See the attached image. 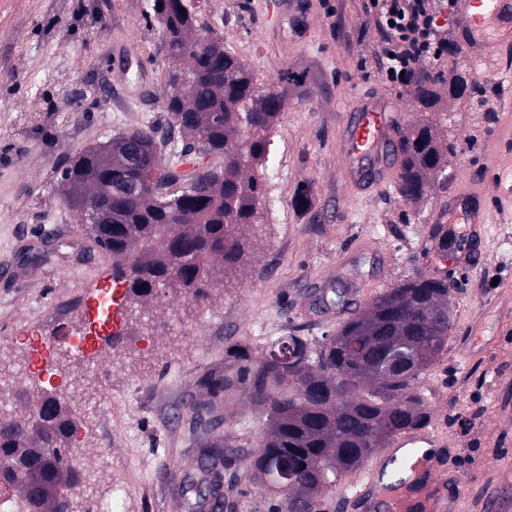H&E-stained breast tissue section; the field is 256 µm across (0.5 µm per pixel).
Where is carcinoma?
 <instances>
[{
    "mask_svg": "<svg viewBox=\"0 0 512 512\" xmlns=\"http://www.w3.org/2000/svg\"><path fill=\"white\" fill-rule=\"evenodd\" d=\"M152 12L161 50L179 61L164 75L161 120L78 152L56 180L115 275L128 282L127 298L141 301L168 287L199 299L251 250L239 229L255 223L266 205L270 131L288 86L301 82L287 76L277 87L257 83L215 30L196 29L186 0H152ZM466 86L453 65L415 71L407 92L426 111ZM393 152L401 158L394 190L403 202L423 199L433 184L448 187L447 133L422 121L393 142ZM209 156L221 163L205 161ZM451 296L448 279L417 272L348 311L328 336L311 342L296 325L261 358L243 355L232 367L203 374L199 384L209 398L194 404L196 415L215 417L224 398L244 393L266 413L269 433L249 455L224 446L210 425L201 457L185 463L200 475L202 500L221 509L224 471L247 465L249 483L277 494L272 512H325L326 494L344 476L395 436L428 424L418 381L448 348ZM320 300L343 309L347 289L338 283ZM70 417L52 395L0 415V448L50 459L13 481L54 500L57 512H68L66 492L74 487L64 477L70 450L45 423Z\"/></svg>",
    "mask_w": 512,
    "mask_h": 512,
    "instance_id": "cac0c4a2",
    "label": "carcinoma"
}]
</instances>
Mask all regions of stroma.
Listing matches in <instances>:
<instances>
[{"mask_svg":"<svg viewBox=\"0 0 512 512\" xmlns=\"http://www.w3.org/2000/svg\"><path fill=\"white\" fill-rule=\"evenodd\" d=\"M307 18L285 21L276 35L267 0H192L199 27L214 28L226 51L245 59L259 83L279 85L285 71L302 75L272 131L276 162L264 181L263 234L224 287L196 302L159 289L139 308L142 322L118 335L98 333L86 356L61 349L27 368L31 355L15 335L45 336L88 328L91 305L112 278L103 255L62 199L55 180L76 151L142 126L158 115L163 75L172 61L149 24L152 0H0V410L50 393L73 412L68 444L86 478L69 504L118 490L125 512H211L190 489L185 460L196 458L200 425L191 405L207 371L234 351L262 356L287 335L289 322L309 335L335 331L341 314L320 317L304 286L328 273L369 301L422 272L458 284L448 350L418 387L435 434L450 512H512V65L461 46L449 24L453 55L485 87L449 96L419 111L405 90L384 84L375 68L379 34L363 0H298ZM133 49L148 76L122 68L120 47ZM125 96L126 111L110 102ZM363 97L386 99L401 132L425 121L446 128L452 148L447 187H432L413 207L392 180L372 190L346 187L338 139ZM487 203L478 260H443L430 236L461 182ZM307 187L310 211L294 209ZM110 375L101 385L99 371ZM219 431L226 444L255 443L264 414L246 395L226 400ZM231 512H271L274 498L242 475L224 474Z\"/></svg>","mask_w":512,"mask_h":512,"instance_id":"35a3bbf8","label":"stroma"}]
</instances>
